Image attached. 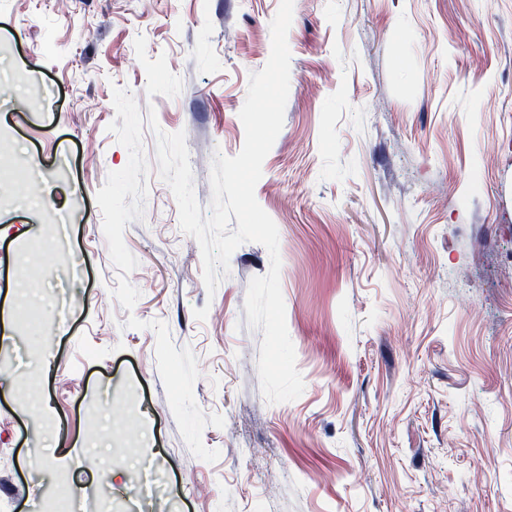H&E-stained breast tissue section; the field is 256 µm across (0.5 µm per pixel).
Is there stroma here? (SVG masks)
<instances>
[{"label":"stroma","mask_w":512,"mask_h":512,"mask_svg":"<svg viewBox=\"0 0 512 512\" xmlns=\"http://www.w3.org/2000/svg\"><path fill=\"white\" fill-rule=\"evenodd\" d=\"M280 0H0V512H512V0H294L284 125L259 205L279 231L302 395L271 404L239 246L215 295L150 170L112 295L95 194L128 150V89L185 132L208 208L237 155L249 76ZM207 308L205 320L193 312ZM159 320L196 356L184 442L157 369Z\"/></svg>","instance_id":"stroma-1"}]
</instances>
